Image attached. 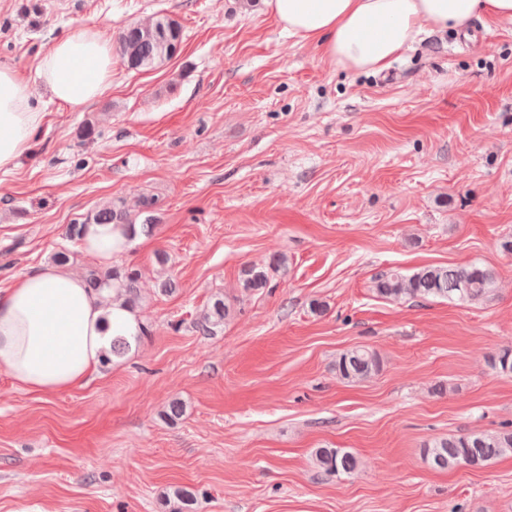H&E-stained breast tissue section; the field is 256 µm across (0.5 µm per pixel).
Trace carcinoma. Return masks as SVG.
Here are the masks:
<instances>
[{
    "label": "carcinoma",
    "mask_w": 512,
    "mask_h": 512,
    "mask_svg": "<svg viewBox=\"0 0 512 512\" xmlns=\"http://www.w3.org/2000/svg\"><path fill=\"white\" fill-rule=\"evenodd\" d=\"M182 40L181 25L167 16H158L146 24L136 23L125 27L118 36L117 48L128 69L141 71L171 59ZM138 208L139 214L133 215L125 208L102 206L83 221L67 225L66 237L71 241L81 240L83 230L89 224H126L132 227L140 214L143 215L142 224L152 227L156 222L152 203L143 200L138 203ZM287 262V256L275 254L266 269L248 267L244 270V288L259 291L267 287L268 270L278 271L286 267ZM139 279L138 270L130 266H113L105 270L92 267L86 273L88 288L95 292L110 291L130 309L136 307L139 300ZM373 291L394 302L432 297L475 303L495 294L496 275L493 270L476 264L467 267L428 266L410 276L396 271L382 274L375 278ZM229 315V306L218 297L197 322V328L206 335H212L224 325ZM146 335L148 328L140 324L130 336L112 337V349L106 361L125 356ZM380 368L378 354L363 346L344 351L336 360V374L347 381H365L378 373ZM508 454L512 455V429L450 435L429 445L425 457L434 468L451 469L460 465L482 466ZM314 456L316 464L328 477L352 474L360 465L356 455L341 448H318Z\"/></svg>",
    "instance_id": "cac0c4a2"
}]
</instances>
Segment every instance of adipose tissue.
Masks as SVG:
<instances>
[{
  "label": "adipose tissue",
  "instance_id": "adipose-tissue-1",
  "mask_svg": "<svg viewBox=\"0 0 512 512\" xmlns=\"http://www.w3.org/2000/svg\"><path fill=\"white\" fill-rule=\"evenodd\" d=\"M289 34L351 72L382 71L426 31L467 33L474 18L512 21V0H263ZM38 74L50 98L73 110L112 85V48L93 29L58 40ZM44 114L28 79L0 67V172L28 152ZM134 228L91 224L81 246L99 263L128 251ZM137 316L90 292L65 264H46L0 289V367L29 392L54 395L83 385L103 363L113 335L135 332Z\"/></svg>",
  "mask_w": 512,
  "mask_h": 512
}]
</instances>
